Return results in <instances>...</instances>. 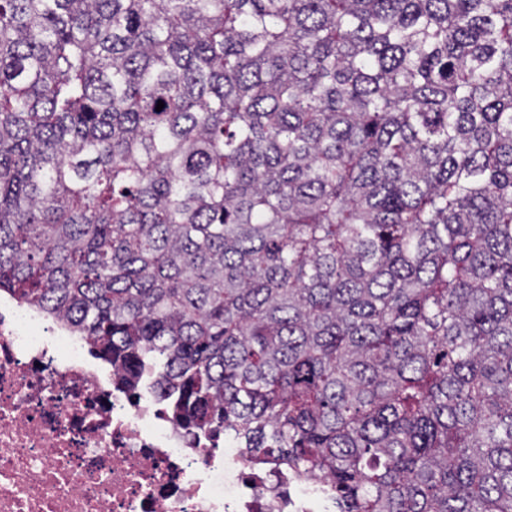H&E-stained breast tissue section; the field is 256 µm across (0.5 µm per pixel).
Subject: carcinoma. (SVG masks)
Masks as SVG:
<instances>
[{
    "instance_id": "cac0c4a2",
    "label": "carcinoma",
    "mask_w": 512,
    "mask_h": 512,
    "mask_svg": "<svg viewBox=\"0 0 512 512\" xmlns=\"http://www.w3.org/2000/svg\"><path fill=\"white\" fill-rule=\"evenodd\" d=\"M1 292L337 512H512V0H0Z\"/></svg>"
}]
</instances>
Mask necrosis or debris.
Listing matches in <instances>:
<instances>
[{"label": "necrosis or debris", "mask_w": 512, "mask_h": 512, "mask_svg": "<svg viewBox=\"0 0 512 512\" xmlns=\"http://www.w3.org/2000/svg\"><path fill=\"white\" fill-rule=\"evenodd\" d=\"M325 482L185 430L87 338L0 298V512H334Z\"/></svg>", "instance_id": "obj_1"}]
</instances>
